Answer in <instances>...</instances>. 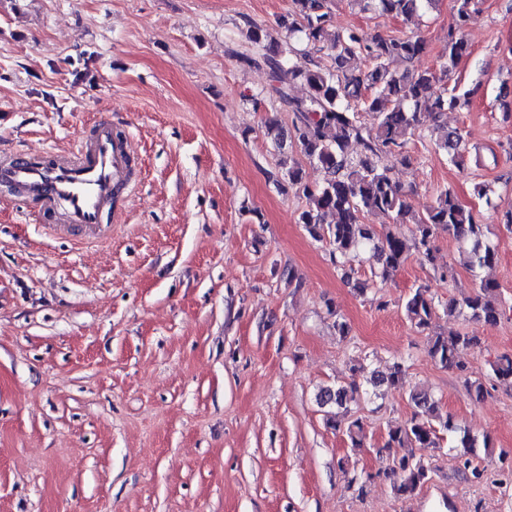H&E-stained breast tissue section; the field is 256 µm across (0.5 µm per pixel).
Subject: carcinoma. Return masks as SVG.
<instances>
[{"instance_id":"carcinoma-1","label":"carcinoma","mask_w":512,"mask_h":512,"mask_svg":"<svg viewBox=\"0 0 512 512\" xmlns=\"http://www.w3.org/2000/svg\"><path fill=\"white\" fill-rule=\"evenodd\" d=\"M357 2L365 10L409 22L418 17L423 5L431 0ZM455 2V23L448 29L447 44L437 71L413 66L426 50L420 32L392 36L359 27L336 30L331 0H292L291 9L280 21L287 34L282 44L265 45L267 34L258 25L247 31L249 41L261 50L252 62H261L269 70L270 83L264 94L288 106V111L294 115L293 141L300 153L328 173L324 184L312 188L305 181L302 165L292 159L284 160L281 162L284 173L276 184L280 190L291 189L306 199L300 223L313 240L329 243L338 267H345V263L367 244L376 261L372 277L382 281L407 260L411 249L419 260L431 264L433 240L440 228L468 247L470 266L490 267L497 261L498 253L487 238V227L478 223L474 211L458 201L451 191H439L434 204L425 213H416L393 179L391 169L380 164L384 155L396 157L403 164L411 161L409 141L420 125L423 105L430 104L431 111L440 115L450 108L469 105L478 91L476 86L463 89L456 85L448 97L431 96L433 83L440 76L448 77L456 61L466 53L468 43L464 31L479 12V0ZM308 46L326 52L329 63L323 65L315 61L306 70L285 67L284 55L295 54ZM298 81L308 88L301 98L292 94V85ZM359 112L369 113L372 124L362 125L357 120ZM353 140L362 144L363 154L353 156L347 152ZM439 147L447 152L452 164H463L459 130H447ZM329 216L336 221H327ZM369 216L408 226L410 237H402L398 229L378 233L374 225L364 223ZM498 289L495 281L483 280L477 291L449 299L440 314L428 289L419 286L408 294L404 309L411 324L422 332L433 330L442 314L495 325L503 315L496 299ZM478 343V337L468 334L434 333L429 339L428 352L441 367L459 371L467 392L480 397L486 391L484 382L471 378L467 368L455 358L459 347H473ZM362 370L361 363L352 364L351 381L334 388H321L318 403L333 404L338 410L345 408L361 390L359 374ZM491 372L495 381L511 385L512 356H500L491 364ZM369 384L402 390L405 372L397 364L386 375L371 376ZM408 399L418 412L405 426L388 431L384 444L378 449V454L390 461L380 474L393 481L395 493L410 496L430 479V467L412 449L438 447L440 433L444 431L456 435V447L463 449L456 459L463 468L471 469L475 479L482 478L483 471L472 466L471 455L480 446L489 447L488 440H479L451 415L439 412L437 402L428 392L411 389ZM327 423L336 429L344 428L351 447L363 446L360 420L346 421L336 413L327 418ZM400 448H408L410 452L401 455Z\"/></svg>"}]
</instances>
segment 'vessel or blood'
I'll use <instances>...</instances> for the list:
<instances>
[{
  "instance_id": "vessel-or-blood-1",
  "label": "vessel or blood",
  "mask_w": 512,
  "mask_h": 512,
  "mask_svg": "<svg viewBox=\"0 0 512 512\" xmlns=\"http://www.w3.org/2000/svg\"><path fill=\"white\" fill-rule=\"evenodd\" d=\"M91 140L72 149L50 148L0 161V181L47 209H61L64 224L95 235L105 202L131 190L133 153L125 132L111 122L93 125Z\"/></svg>"
}]
</instances>
